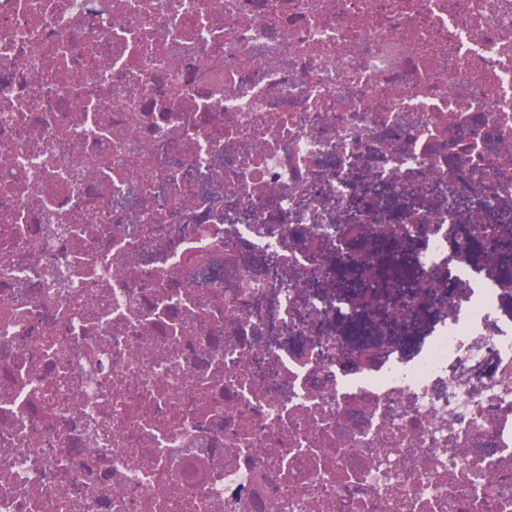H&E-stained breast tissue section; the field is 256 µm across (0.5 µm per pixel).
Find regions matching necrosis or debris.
I'll list each match as a JSON object with an SVG mask.
<instances>
[{
    "instance_id": "obj_1",
    "label": "necrosis or debris",
    "mask_w": 512,
    "mask_h": 512,
    "mask_svg": "<svg viewBox=\"0 0 512 512\" xmlns=\"http://www.w3.org/2000/svg\"><path fill=\"white\" fill-rule=\"evenodd\" d=\"M507 230L512 0H0V512H512ZM432 325L433 318L429 315H424L413 319L408 326L396 328L394 337L401 340L400 344L405 350L414 349L423 342ZM402 340L406 344H403Z\"/></svg>"
}]
</instances>
